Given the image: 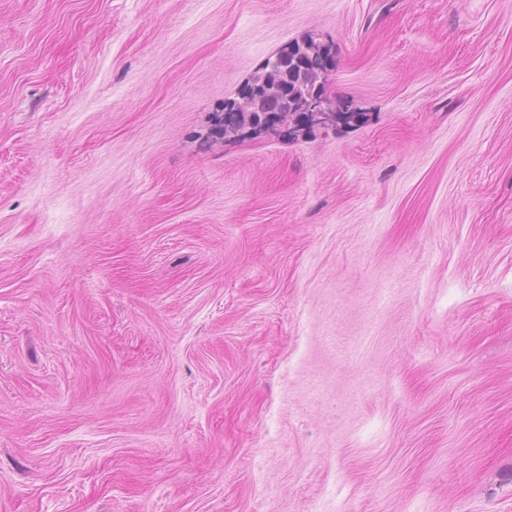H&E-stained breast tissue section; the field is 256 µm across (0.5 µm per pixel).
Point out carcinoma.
I'll return each mask as SVG.
<instances>
[{
  "label": "carcinoma",
  "instance_id": "carcinoma-1",
  "mask_svg": "<svg viewBox=\"0 0 512 512\" xmlns=\"http://www.w3.org/2000/svg\"><path fill=\"white\" fill-rule=\"evenodd\" d=\"M281 67L274 72L262 65L239 88L237 97L224 102V114L215 116L212 136L226 144L245 138L244 132L258 135L274 131L278 127L313 126V117L300 110L302 89L324 93L321 70L334 67L331 49L320 41L308 38L295 42L275 53ZM265 81L284 88L288 98L265 96V89L254 84Z\"/></svg>",
  "mask_w": 512,
  "mask_h": 512
}]
</instances>
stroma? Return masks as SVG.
<instances>
[{"mask_svg":"<svg viewBox=\"0 0 512 512\" xmlns=\"http://www.w3.org/2000/svg\"><path fill=\"white\" fill-rule=\"evenodd\" d=\"M0 512H512V0H0ZM315 53L316 67L325 70V66L316 61L321 60L329 68L335 66L333 56L331 55V49L320 41H316L313 38H308L302 44L295 42L283 48L279 52L272 55L270 58L277 57L281 62V67L274 72L267 70L274 69L277 65L276 59L266 60L264 64L259 68L249 79H247L242 86L239 88L237 96L232 99H228L224 102V117L223 113L215 116L213 127L210 130L212 136L216 139L223 140L224 143L230 144L240 140H243L246 135H243L244 130H248L251 135H258L268 131H276V127H284L285 130L279 129V132L287 131L289 135L290 129L293 130L297 125L300 127H311L313 126V118L319 121L320 124L329 123L335 120L331 112H334V106L336 99L328 98L327 92L324 93V84L327 80L320 70L312 69L313 64L309 61L308 55ZM269 62V63H268ZM323 76V81H320ZM264 77L265 84L272 86L276 83L280 84L284 88V96L288 95V99H282V97H265L262 99L261 109L273 111L271 116L275 121L270 122L269 125L259 126L260 116L259 112H248V110L239 108V97L241 99L249 98L254 109L257 108L256 95H264L265 90L268 96L279 94L280 90L278 86H274L272 90L265 89L263 86H257L256 83L260 82ZM252 83H255L254 85ZM317 87V92L322 95H318L315 92L305 96V112L300 110V99L302 96V88L313 90ZM331 104H329V102ZM228 109V110H227ZM280 111V112H276ZM306 112H311L307 114ZM336 119L349 123V120H361L362 116L355 112H334ZM313 116V117H312ZM295 131V130H294Z\"/></svg>","mask_w":512,"mask_h":512,"instance_id":"stroma-1","label":"stroma"}]
</instances>
